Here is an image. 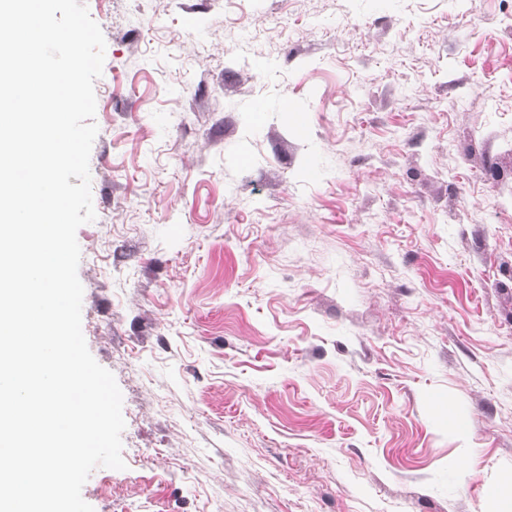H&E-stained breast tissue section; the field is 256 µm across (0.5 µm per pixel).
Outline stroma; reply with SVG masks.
Wrapping results in <instances>:
<instances>
[{
  "label": "stroma",
  "instance_id": "35a3bbf8",
  "mask_svg": "<svg viewBox=\"0 0 512 512\" xmlns=\"http://www.w3.org/2000/svg\"><path fill=\"white\" fill-rule=\"evenodd\" d=\"M94 512H512V0H84Z\"/></svg>",
  "mask_w": 512,
  "mask_h": 512
}]
</instances>
